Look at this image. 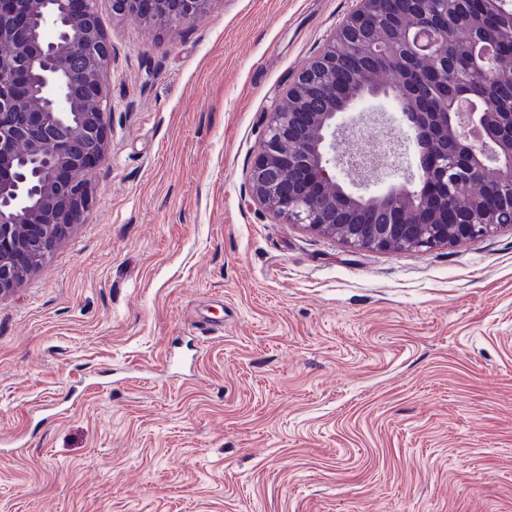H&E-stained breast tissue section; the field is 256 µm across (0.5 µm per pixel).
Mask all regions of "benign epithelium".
<instances>
[{
  "instance_id": "benign-epithelium-1",
  "label": "benign epithelium",
  "mask_w": 512,
  "mask_h": 512,
  "mask_svg": "<svg viewBox=\"0 0 512 512\" xmlns=\"http://www.w3.org/2000/svg\"><path fill=\"white\" fill-rule=\"evenodd\" d=\"M217 0H112V13L173 29ZM360 0L324 51L266 115L252 199L288 224L352 247L420 250L512 227V113L448 111L454 37L431 0ZM112 55L95 0H0V295L21 287L87 211L88 170L105 159ZM389 62L393 84L376 76ZM425 73L436 108L417 102ZM398 96L419 147V184L368 195L336 178L360 169L337 118L367 96ZM470 185L466 207L451 200Z\"/></svg>"
}]
</instances>
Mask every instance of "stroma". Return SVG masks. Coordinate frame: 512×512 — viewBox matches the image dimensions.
<instances>
[{
    "label": "stroma",
    "instance_id": "35a3bbf8",
    "mask_svg": "<svg viewBox=\"0 0 512 512\" xmlns=\"http://www.w3.org/2000/svg\"><path fill=\"white\" fill-rule=\"evenodd\" d=\"M357 0H217L114 48L88 216L0 297V512H512V228L354 249L257 205L277 95ZM378 191L395 100L342 117Z\"/></svg>",
    "mask_w": 512,
    "mask_h": 512
}]
</instances>
